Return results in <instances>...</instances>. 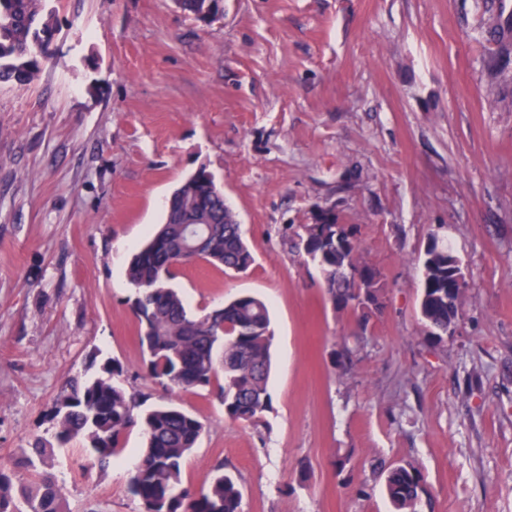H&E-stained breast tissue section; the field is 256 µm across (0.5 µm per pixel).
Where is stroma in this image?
<instances>
[{"instance_id": "1", "label": "stroma", "mask_w": 512, "mask_h": 512, "mask_svg": "<svg viewBox=\"0 0 512 512\" xmlns=\"http://www.w3.org/2000/svg\"><path fill=\"white\" fill-rule=\"evenodd\" d=\"M57 9L37 81L0 84V469L48 436L68 377L113 358L128 391L200 419L184 482L204 490L223 463L242 512H394L383 461L420 471L429 512H512V82L484 108L476 0H223L207 24L175 0ZM202 166L254 262H200L175 285L193 310L267 302L272 407L256 428L215 387L174 394L142 369L118 245L139 246ZM329 205L360 225L386 287L363 335L293 247ZM432 238L466 277L435 346L418 312ZM346 343L360 350L342 374L330 354ZM143 445L132 430L105 468L82 441L56 448L71 512H136L126 464Z\"/></svg>"}]
</instances>
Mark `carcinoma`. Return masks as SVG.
<instances>
[{"label": "carcinoma", "mask_w": 512, "mask_h": 512, "mask_svg": "<svg viewBox=\"0 0 512 512\" xmlns=\"http://www.w3.org/2000/svg\"><path fill=\"white\" fill-rule=\"evenodd\" d=\"M49 0H0V84L25 87L42 69L58 19ZM222 0H180L179 7L199 21L221 10ZM481 38L493 44L485 52L512 59V11L503 0H484ZM503 74L489 78L480 95L494 108ZM201 234L204 245L195 261L216 269L243 272L252 251L235 213L213 175L202 167L185 178L168 202L163 224L134 254L128 277L135 288L130 302L140 326V345L148 375L166 389L192 391L217 385L224 414L256 426L270 408L268 380L274 336L267 305L244 294L223 306L188 309L173 287L183 264L175 250L183 239ZM296 249L320 267L333 309L365 319L381 312L386 290L379 271L364 260L357 224H341L332 209L302 224ZM458 264L448 246L428 240L421 260L419 315L426 340L440 343L455 332L461 297L448 296V272ZM123 367L107 360L96 374L78 373L61 386L48 421L55 443L38 439L21 450L18 469H0V512H69L57 480L46 471L54 445L75 439L99 460L124 449L136 426L146 443L129 484L139 512H241L242 492L235 475L214 466L207 492L184 485L183 468L203 431V423L174 401L143 408L144 401L117 381ZM385 492L396 512H420L427 494L419 470L410 464L388 468Z\"/></svg>", "instance_id": "obj_1"}]
</instances>
